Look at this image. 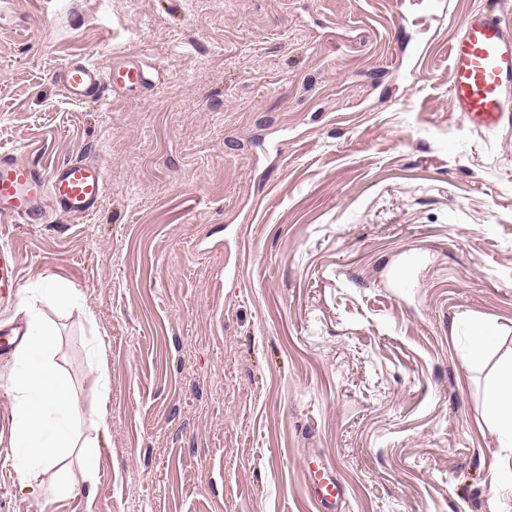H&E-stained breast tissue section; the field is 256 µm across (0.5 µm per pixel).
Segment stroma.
<instances>
[{
    "instance_id": "35a3bbf8",
    "label": "stroma",
    "mask_w": 512,
    "mask_h": 512,
    "mask_svg": "<svg viewBox=\"0 0 512 512\" xmlns=\"http://www.w3.org/2000/svg\"><path fill=\"white\" fill-rule=\"evenodd\" d=\"M493 0H0V150L98 160L81 223L1 224L56 328L95 512H512L473 323L512 337V125L469 130L448 46ZM141 61L143 91L64 97L57 70ZM104 341L110 432L87 354ZM0 512H85L20 484ZM36 284L41 288H24V292H38L41 295L52 296L61 306L78 304L80 302V294L78 290L76 288H67V286L61 281L39 278ZM311 497L322 512H335L346 496L344 486L336 480L333 470L324 465L317 456L306 460Z\"/></svg>"
}]
</instances>
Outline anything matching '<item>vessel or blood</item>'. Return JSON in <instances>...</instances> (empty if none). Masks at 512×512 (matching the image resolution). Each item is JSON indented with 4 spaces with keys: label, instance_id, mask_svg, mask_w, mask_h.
<instances>
[{
    "label": "vessel or blood",
    "instance_id": "1",
    "mask_svg": "<svg viewBox=\"0 0 512 512\" xmlns=\"http://www.w3.org/2000/svg\"><path fill=\"white\" fill-rule=\"evenodd\" d=\"M510 12L512 0H496L493 9L472 12L449 47L453 109L475 131L498 130L512 114V35L502 24ZM57 80L65 97L84 102L149 88L154 75L138 62L115 63L104 70L73 60L59 69ZM105 188L104 168L95 159L76 156L47 168L0 152L1 223L40 224L53 214L82 221L94 213ZM15 265L12 253L0 248V304L14 295ZM306 470L321 512H336L346 491L332 469L311 455Z\"/></svg>",
    "mask_w": 512,
    "mask_h": 512
}]
</instances>
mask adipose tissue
I'll return each mask as SVG.
<instances>
[{
	"label": "adipose tissue",
	"instance_id": "1",
	"mask_svg": "<svg viewBox=\"0 0 512 512\" xmlns=\"http://www.w3.org/2000/svg\"><path fill=\"white\" fill-rule=\"evenodd\" d=\"M29 337L15 353V367L8 377L14 394L13 447L18 450L11 465L19 480L37 484L56 500L80 494L79 482L93 483L100 458L92 440L81 438L76 408L68 379L55 361L54 331L29 310ZM99 393L95 428L107 433L110 415L108 349L96 341L88 355ZM483 407L502 441L512 444V355L503 361L483 393ZM78 461L77 470L67 466Z\"/></svg>",
	"mask_w": 512,
	"mask_h": 512
}]
</instances>
